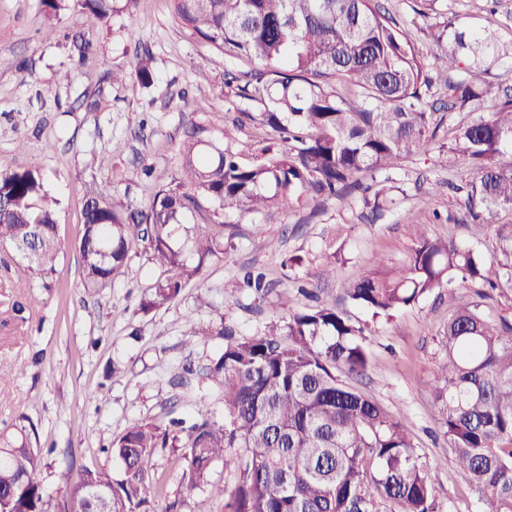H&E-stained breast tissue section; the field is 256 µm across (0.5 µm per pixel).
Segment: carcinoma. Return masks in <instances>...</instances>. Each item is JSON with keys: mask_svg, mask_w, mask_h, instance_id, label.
Wrapping results in <instances>:
<instances>
[{"mask_svg": "<svg viewBox=\"0 0 512 512\" xmlns=\"http://www.w3.org/2000/svg\"><path fill=\"white\" fill-rule=\"evenodd\" d=\"M137 0H40L47 22L72 6L103 24L133 14ZM182 30L215 53L260 67L236 76L242 109L221 136L196 127L182 144L178 176L161 186L143 209L118 200L111 182L90 185L79 243L82 285L106 287L130 249L144 244L151 260L173 275L153 283L144 312L174 300L202 273L204 263L224 255L216 228L245 215L267 214L305 200L322 202L361 192L375 220L393 204V169L436 146L438 166L460 161L472 176L453 186L473 234H485L501 211L512 213V95L490 75L491 65L512 63V46L492 33L443 26L436 42L450 46L428 61L374 0H171ZM135 82L153 83L152 57L137 55ZM486 101L496 110L479 112ZM439 106L441 115L434 113ZM467 112L473 118L448 125ZM246 122L267 130L245 163L236 131ZM57 200L44 189L38 170L0 171V246L12 249L28 268L44 272L59 251ZM213 208L214 219L189 223ZM414 246L402 266L379 262L360 268L348 298L389 317L435 289L481 282L512 284V224L492 235L493 257L452 241L431 238L411 225ZM245 284L256 295L272 284L250 272ZM189 335L206 342L224 336L219 324H188ZM444 359L434 374L438 423L487 505L512 512V318L486 319L471 302L448 318ZM363 328L330 303L304 306L286 321L274 320L250 338L226 340L217 358L195 371L217 388L227 411L220 425L207 417L183 426L172 419L130 423L105 451L123 469H84L49 505L43 485L17 483L35 475L41 449L34 425L0 432V512H78L86 486L111 492L110 512H148L153 479L148 461L159 448H183L181 479L189 488L205 482L210 465L243 467V480L226 504L231 512H438L435 477L421 461L402 419L346 386L336 372L361 376L369 369ZM246 449L245 458L229 454Z\"/></svg>", "mask_w": 512, "mask_h": 512, "instance_id": "carcinoma-1", "label": "carcinoma"}]
</instances>
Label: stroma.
<instances>
[{
  "label": "stroma",
  "mask_w": 512,
  "mask_h": 512,
  "mask_svg": "<svg viewBox=\"0 0 512 512\" xmlns=\"http://www.w3.org/2000/svg\"><path fill=\"white\" fill-rule=\"evenodd\" d=\"M415 40L424 56L438 50L429 27L438 20L456 26L485 27L501 43H512V0H499L488 12L486 0H437L436 15H416L418 0H378ZM39 0H0V170L33 168L57 201L62 250L52 272L39 276L15 254L0 248V363L13 370L0 381V430L34 424L42 449L36 478L48 495H62L71 473L108 468L121 478L120 464L104 448L133 421L168 423L171 416L192 419L205 411L224 423V402L216 389L187 377L173 385L186 362L208 363L224 341H194L187 320L204 324L223 317L236 337L259 334L270 320L287 317L302 299L297 285L310 279L322 298L364 330L369 371L345 376L347 385L388 411L404 415L417 452L436 475L439 512H484L468 475L453 462V450L437 422L434 372L444 357L441 334L460 300L479 303L482 313L512 317V287L479 297L478 287L456 293L439 289L389 318H374L346 298L360 267L403 263L413 241L411 227L469 246L491 258L490 239H476L463 212L448 195L449 182L469 173L467 165L448 171L433 155L419 154L393 170L402 191L376 222L362 216L351 197L321 208L312 203L262 217L248 215L223 258L203 268L201 277L169 305L148 313L140 302L163 278L143 247L132 248L111 284L96 293L82 288L79 242L84 195L103 153H110L108 178L117 197L144 208L181 165V146L193 127L219 135L237 103L224 73L240 61L217 56L187 35L172 15L171 0H139L133 16L95 23L80 9L61 14L51 38L43 36ZM93 45L79 58L72 37ZM153 56L154 83L131 92L136 54ZM207 67L208 79L199 78ZM291 255L304 266L287 267ZM331 275H323V268ZM264 269L275 283L265 298L242 288L246 269ZM26 279L39 299L27 305L18 279ZM184 451L160 448L149 466L153 476L150 512L176 503L177 512H222L240 483L239 469L215 462L197 488L181 482Z\"/></svg>",
  "instance_id": "35a3bbf8"
}]
</instances>
